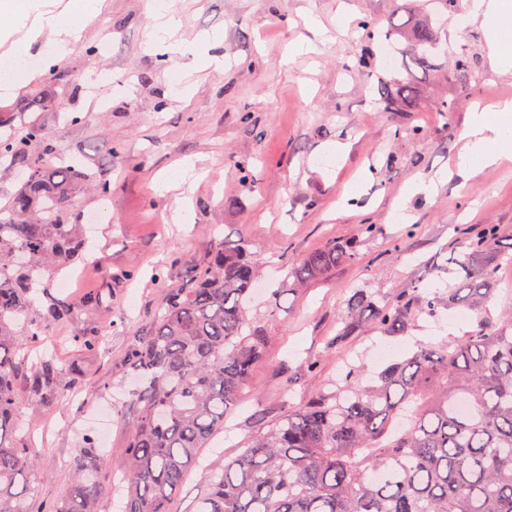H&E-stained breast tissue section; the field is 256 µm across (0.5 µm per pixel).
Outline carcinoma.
Masks as SVG:
<instances>
[{
  "instance_id": "obj_1",
  "label": "carcinoma",
  "mask_w": 512,
  "mask_h": 512,
  "mask_svg": "<svg viewBox=\"0 0 512 512\" xmlns=\"http://www.w3.org/2000/svg\"><path fill=\"white\" fill-rule=\"evenodd\" d=\"M366 45L408 35L411 62L429 71L435 30L408 17L378 29L362 22ZM388 112H409L418 91L410 79L381 90ZM54 134L33 121L19 136L0 134V163L22 168V185L0 211V512H99L104 467L121 474L123 512H171L172 494L247 386L265 355L264 330L248 318L256 281L255 255L245 242L224 239L210 260L169 289L146 328L124 355L129 373L144 383L138 420L124 453L107 460L88 435L70 464L68 494L43 502L32 486L36 463L16 444L19 391L44 410L61 402L64 370L55 358H31L40 327L21 328L44 271L82 249L77 225L66 224L76 183L88 174L58 161ZM498 230L485 225L459 244L448 272L452 288L413 290L383 304L353 291L330 344L340 346L369 324L403 336L417 315L441 309L479 312L493 294ZM357 242L332 241L287 270L305 288L356 259ZM78 310L49 299L45 323L70 322ZM72 339L99 349L95 326ZM348 363L344 384L307 400L278 420L261 422L253 438L219 467L202 469L205 492L196 512H512V321L479 322L446 344L418 343L368 384ZM465 402L468 410L457 409Z\"/></svg>"
}]
</instances>
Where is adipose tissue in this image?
<instances>
[{
    "mask_svg": "<svg viewBox=\"0 0 512 512\" xmlns=\"http://www.w3.org/2000/svg\"><path fill=\"white\" fill-rule=\"evenodd\" d=\"M102 0H80L77 11L55 16L46 9L44 0H27L18 9L0 8V37L9 39L10 49L0 54V82L13 86L33 43L44 28L56 35V53L65 55L69 39L90 23L100 10ZM482 22L489 34V48L495 65L512 69V0H469L458 18L460 27ZM498 118L489 121L485 113H474L468 135L470 143L457 159L459 173L469 177L480 174L501 158L512 155V101L501 102Z\"/></svg>",
    "mask_w": 512,
    "mask_h": 512,
    "instance_id": "1",
    "label": "adipose tissue"
}]
</instances>
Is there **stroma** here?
<instances>
[{
  "label": "stroma",
  "instance_id": "1",
  "mask_svg": "<svg viewBox=\"0 0 512 512\" xmlns=\"http://www.w3.org/2000/svg\"><path fill=\"white\" fill-rule=\"evenodd\" d=\"M179 19V38L218 36L224 62L199 54L188 65L164 55L150 40L153 0H104L98 18L71 38L57 68L83 75L82 83L47 82L51 32L30 55L21 86L0 87V127L23 131L39 121L54 134L57 153L111 181L100 197L77 186L65 223L85 243L76 263L46 273L51 296L79 303L86 291L99 308L66 325L48 324L39 345L63 367L82 365L81 383L62 406L46 413L31 396L19 403L16 441L37 461L41 500L56 501L70 485L69 462L84 436L107 428V457H119L137 416V386L126 379L122 358L131 338L164 304L170 288L207 263L215 241H248L258 258L264 290L249 316L267 335L263 360L218 432L190 465L172 503L173 512H195L201 468L234 456L258 429L256 413L283 416L338 379L341 359L358 356L366 376L400 359L417 341L450 342L476 327L463 309L439 319L416 317L407 335L390 338L372 327L344 347H330L354 289L396 302L409 288L435 282L447 266L460 231L496 225L504 256L494 270L491 321L512 316V159L463 180L454 167L467 143L472 112L512 101V70H497L479 24L461 28L449 13L439 28L433 72L413 75L418 105L385 111L381 87L408 75L410 44L396 42L394 57L375 47L371 66L357 62L361 19L379 26L407 15L423 17L428 0H166ZM312 52L286 57L291 43ZM98 54H89V46ZM468 53L475 67L468 84L454 77V61ZM56 101L53 110L15 104L33 89ZM458 101L455 112L435 106ZM84 117L70 123V113ZM248 122H241L242 113ZM191 158L193 183L161 195L153 183ZM245 171H238V164ZM109 221L92 224L94 213ZM189 222H182V215ZM372 232H364V225ZM355 240L358 256L308 287L285 290L283 270L326 243ZM280 297H272L273 289ZM97 326L105 339L86 354L71 337Z\"/></svg>",
  "mask_w": 512,
  "mask_h": 512
}]
</instances>
